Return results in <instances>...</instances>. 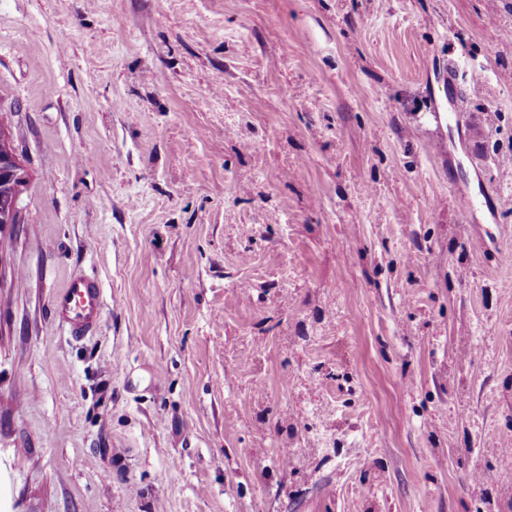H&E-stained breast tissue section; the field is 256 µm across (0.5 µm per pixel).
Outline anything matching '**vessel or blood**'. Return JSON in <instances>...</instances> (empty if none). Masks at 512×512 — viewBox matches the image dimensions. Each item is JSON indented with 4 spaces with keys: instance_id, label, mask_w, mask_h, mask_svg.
<instances>
[{
    "instance_id": "b4317fda",
    "label": "vessel or blood",
    "mask_w": 512,
    "mask_h": 512,
    "mask_svg": "<svg viewBox=\"0 0 512 512\" xmlns=\"http://www.w3.org/2000/svg\"><path fill=\"white\" fill-rule=\"evenodd\" d=\"M54 315L70 336L80 338L93 332L103 310L102 290L96 279L73 276L53 299Z\"/></svg>"
}]
</instances>
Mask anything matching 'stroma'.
Wrapping results in <instances>:
<instances>
[{
    "label": "stroma",
    "instance_id": "35a3bbf8",
    "mask_svg": "<svg viewBox=\"0 0 512 512\" xmlns=\"http://www.w3.org/2000/svg\"><path fill=\"white\" fill-rule=\"evenodd\" d=\"M0 122V512H512V0H0ZM0 176H2V179L11 188L12 192L16 194L15 207L11 211L4 212L0 218L1 228L2 225L16 224L18 222L17 202L19 188L25 180L24 171L18 163L15 153L8 146L0 148ZM55 318L70 336H88L95 329L103 310L102 290L96 279L73 276L53 299Z\"/></svg>",
    "mask_w": 512,
    "mask_h": 512
}]
</instances>
